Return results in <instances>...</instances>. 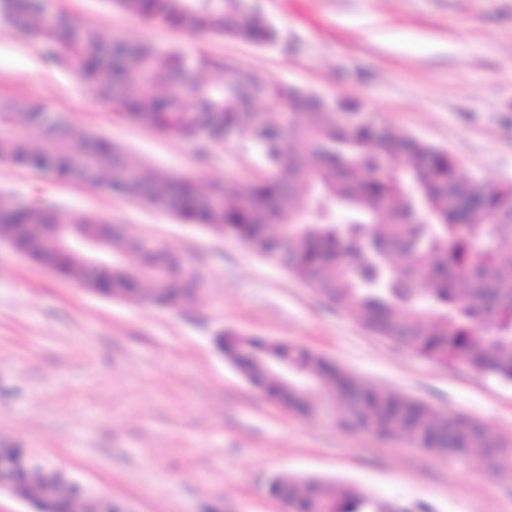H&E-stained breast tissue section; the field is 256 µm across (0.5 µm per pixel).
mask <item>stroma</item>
<instances>
[{"mask_svg": "<svg viewBox=\"0 0 512 512\" xmlns=\"http://www.w3.org/2000/svg\"><path fill=\"white\" fill-rule=\"evenodd\" d=\"M47 3L107 43L174 45L356 96L390 130L447 150L465 175L512 182V0H255L280 32L270 47L191 35L109 0ZM1 99L43 104L151 167L241 184L261 172L246 143H185L113 119L3 22ZM0 195L103 216L206 278L199 301L174 310L79 288L0 243V448L32 450L137 512H283L267 492L276 476L352 485L404 512H512V383L432 364L222 233L101 188L0 162ZM226 329L305 347L369 385L481 421L507 446L498 470L476 453L436 458L288 410L219 352Z\"/></svg>", "mask_w": 512, "mask_h": 512, "instance_id": "stroma-1", "label": "stroma"}]
</instances>
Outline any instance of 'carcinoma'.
Listing matches in <instances>:
<instances>
[{"mask_svg": "<svg viewBox=\"0 0 512 512\" xmlns=\"http://www.w3.org/2000/svg\"><path fill=\"white\" fill-rule=\"evenodd\" d=\"M137 17L191 34L257 46L277 41L274 25L249 0H109ZM0 19L41 43L47 59L67 66L97 103L125 123L188 143L246 137L263 173L252 182L207 184L145 166L103 138H82L46 108L25 111L0 101V161L57 178L107 185L132 201L221 231L288 272L356 322L435 365L460 362L512 383V183L491 187L463 176L448 152L410 134L380 131L376 115L348 95L324 97L274 84L209 56L193 60L176 47L124 39L103 42L76 29L46 0H0ZM224 70V81L207 79ZM260 100L269 102L259 110ZM33 198L0 200V226L104 224ZM488 239L497 246L481 251ZM40 264L82 285L160 306L196 301L200 272L112 225L110 267L91 269L55 249L46 235L27 244ZM217 346L256 387L290 409L307 412L314 394L331 397L343 426L401 437L424 450L448 449L465 460L483 449L494 462L498 442L468 417L439 414L367 386L313 352L284 342L218 334ZM288 366V379L278 368ZM14 478L69 512L65 488L44 481L24 448H0ZM272 496L292 512H376L360 490L307 478H277Z\"/></svg>", "mask_w": 512, "mask_h": 512, "instance_id": "cac0c4a2", "label": "carcinoma"}]
</instances>
